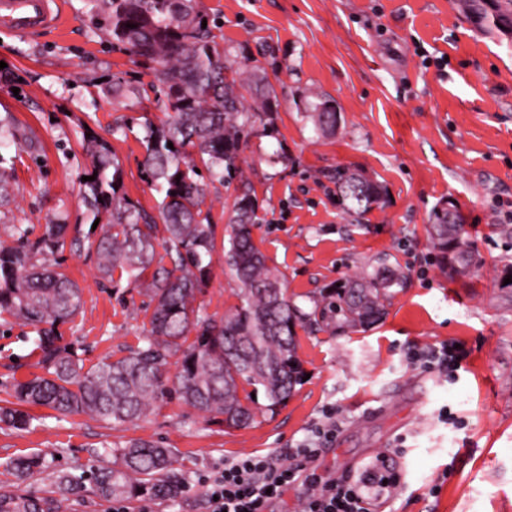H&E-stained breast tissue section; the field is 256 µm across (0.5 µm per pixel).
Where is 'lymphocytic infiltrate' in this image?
<instances>
[{"label": "lymphocytic infiltrate", "mask_w": 512, "mask_h": 512, "mask_svg": "<svg viewBox=\"0 0 512 512\" xmlns=\"http://www.w3.org/2000/svg\"><path fill=\"white\" fill-rule=\"evenodd\" d=\"M338 421L334 411H326L312 438L297 446L289 463L271 457L241 456L225 465L223 472L208 483L211 512H267L285 488L308 479L312 490L302 496L301 512H368L367 500L381 496L385 485L397 484L399 477L388 465L368 472L364 479L322 484L310 471L318 443L335 438Z\"/></svg>", "instance_id": "lymphocytic-infiltrate-1"}]
</instances>
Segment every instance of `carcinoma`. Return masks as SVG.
<instances>
[{"label": "carcinoma", "instance_id": "obj_1", "mask_svg": "<svg viewBox=\"0 0 512 512\" xmlns=\"http://www.w3.org/2000/svg\"><path fill=\"white\" fill-rule=\"evenodd\" d=\"M456 6L480 31L512 44V0H456ZM87 14L94 36L150 63L152 104L163 119L142 124L140 168L161 196L163 224L122 191V163L107 141L92 135L85 142L86 175L95 180L82 186L101 234L84 242L76 238L71 245L95 254L102 278L124 275L128 286L149 298L150 329L129 355L85 368L57 331L82 305V289L57 270L68 225L51 224L35 241L13 226L12 243H0V313L33 327L43 373L12 385L14 402L0 406V422L25 430L33 420L29 408L42 406L61 415L131 423L147 418L157 400L174 397L226 428L246 427L255 418L252 395L263 393L265 410L274 413L300 383L297 326L313 327L329 312L340 328L375 324L385 315L391 288L402 284L401 276L380 260L373 272L355 276L304 311L288 298L281 274L253 239L259 217L247 183L234 203L228 245L218 247L212 189L237 173L241 144L271 124L273 85L202 27L197 0H87ZM245 86L251 90L248 98L240 92ZM142 90L143 85L114 75L98 85L97 95L122 103L140 99ZM308 109L316 135L336 131L332 101L319 98ZM17 159L0 153V204L13 195ZM334 180L338 204L351 221H361L381 203V187L360 173L338 169ZM428 235L441 268L450 276L465 274L472 251L453 202L433 214ZM219 252L238 285L239 304L216 319L197 299ZM172 358L177 372L170 381L165 370ZM120 456L121 467L91 471L99 497L172 499L181 492L171 449L130 441ZM42 465L37 455L10 463L15 481L0 487V512H67L70 495L78 489L69 474L55 476L57 498L37 497L26 485Z\"/></svg>", "mask_w": 512, "mask_h": 512}]
</instances>
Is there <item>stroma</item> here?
<instances>
[{
  "label": "stroma",
  "instance_id": "stroma-1",
  "mask_svg": "<svg viewBox=\"0 0 512 512\" xmlns=\"http://www.w3.org/2000/svg\"><path fill=\"white\" fill-rule=\"evenodd\" d=\"M67 23L35 37L0 30V119L19 150L14 196L0 208V239L12 226L41 237L69 225L85 237L90 219L81 180L83 136H108L115 121L149 118L141 105L95 99L90 81L138 77L139 57L93 37L86 0H65ZM225 48L252 59L277 93L269 133L239 151L241 178L213 193L217 241H228L242 182L254 189L262 219L256 243L303 309L326 289L372 269L379 256L407 276L386 317L347 331H297L308 375L287 405L247 428L227 429L174 398L144 420L113 425L83 415L33 409L29 430L0 426V483L9 458L45 454L31 480L38 495L53 475L83 485L75 512H112L84 481L90 466H110L131 439L171 448L184 484L172 500L124 501V512H210L206 484L245 455L287 460L335 410L340 427L323 443L315 473L362 478L379 458L400 474L380 512H512V235L496 215L512 203V49L482 34L453 0H198ZM334 100L335 134L316 138L307 118L314 97ZM109 138L123 164V189L150 213L160 195L143 179L138 142ZM346 168L380 183L384 203L350 223L336 201L333 174ZM454 202L475 250V265L451 278L427 228L432 212ZM61 272L83 290V307L60 324L85 366L118 359L143 343L152 309L126 281L103 279L87 251L65 249ZM236 283L215 256L200 297L208 314L234 307ZM470 355L451 377L426 371L413 354L448 340ZM31 327L0 314V400L17 380L40 373Z\"/></svg>",
  "mask_w": 512,
  "mask_h": 512
}]
</instances>
